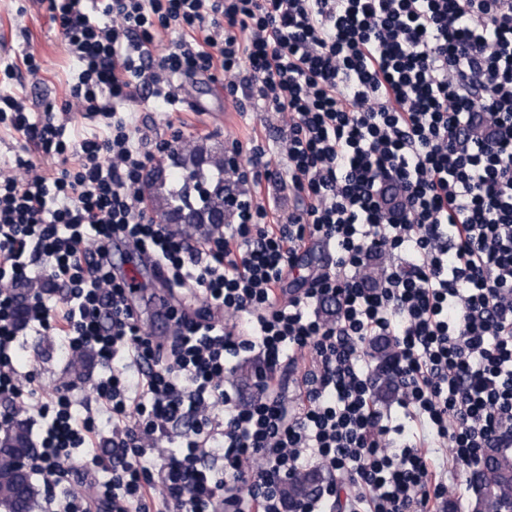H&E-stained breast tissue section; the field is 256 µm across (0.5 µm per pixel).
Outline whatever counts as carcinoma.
Instances as JSON below:
<instances>
[{
	"mask_svg": "<svg viewBox=\"0 0 512 512\" xmlns=\"http://www.w3.org/2000/svg\"><path fill=\"white\" fill-rule=\"evenodd\" d=\"M224 147L192 144L171 149L167 158L151 170L143 183L144 195L156 215L184 237H208L227 223L224 201L234 182L224 177ZM493 456L474 475L478 492L475 512H490L499 499L512 493V455L492 449ZM27 427L18 423L0 436V509L4 512H32L38 490L27 480L16 489L12 470L19 454L34 456ZM325 480L322 470L304 472L288 484V501L307 498Z\"/></svg>",
	"mask_w": 512,
	"mask_h": 512,
	"instance_id": "cac0c4a2",
	"label": "carcinoma"
}]
</instances>
